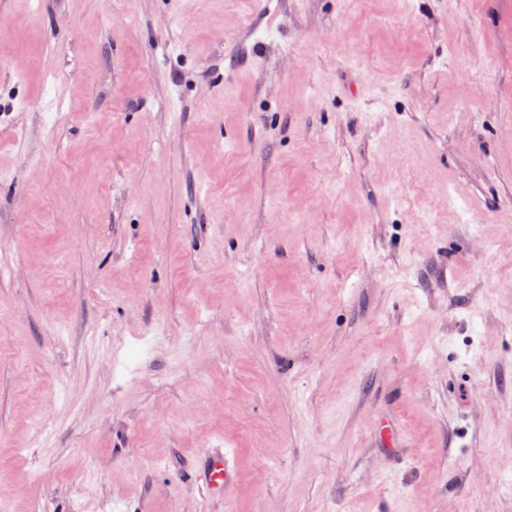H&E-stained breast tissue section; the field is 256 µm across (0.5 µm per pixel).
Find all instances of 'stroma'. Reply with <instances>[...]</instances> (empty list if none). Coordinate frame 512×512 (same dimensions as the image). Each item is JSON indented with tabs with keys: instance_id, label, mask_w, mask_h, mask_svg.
Here are the masks:
<instances>
[{
	"instance_id": "stroma-1",
	"label": "stroma",
	"mask_w": 512,
	"mask_h": 512,
	"mask_svg": "<svg viewBox=\"0 0 512 512\" xmlns=\"http://www.w3.org/2000/svg\"><path fill=\"white\" fill-rule=\"evenodd\" d=\"M505 476L512 0H0L6 512H512ZM226 447V443L210 445L202 448L196 457L192 480L211 497L224 496V491L240 479L236 454Z\"/></svg>"
}]
</instances>
